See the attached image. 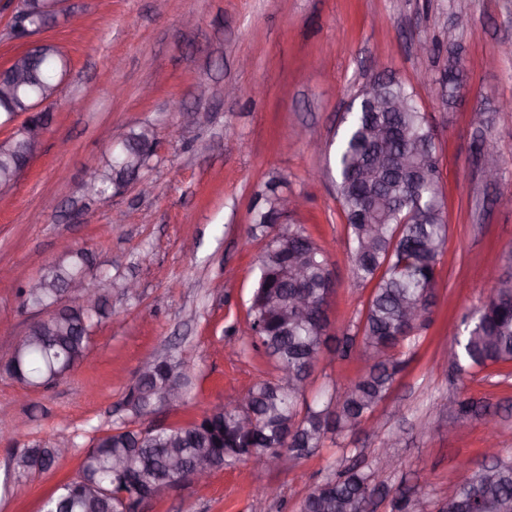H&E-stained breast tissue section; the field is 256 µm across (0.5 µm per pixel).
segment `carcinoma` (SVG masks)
<instances>
[{
    "mask_svg": "<svg viewBox=\"0 0 512 512\" xmlns=\"http://www.w3.org/2000/svg\"><path fill=\"white\" fill-rule=\"evenodd\" d=\"M27 55L34 75L13 98L19 112L56 88L68 65L65 53L50 43L29 48ZM441 76L448 78L442 95L449 105L465 86L459 56L448 54ZM370 97L398 101L401 109L345 113L334 158L352 274L359 284L371 287L353 332L343 334L339 344L345 355L357 348L367 356L365 372L323 407L301 406L314 365L327 347L323 335L331 325L327 299L332 273L323 249L304 225L268 223L274 212L270 200L277 191V183L270 181L256 194L253 207L251 232L264 233L268 241L249 306L247 343L275 361L279 376L251 386L246 403L222 402L186 425L150 431L123 422L104 431L85 454L78 476L62 482L42 512H134L144 492L173 487L200 466L213 471L245 454L260 457L279 450L295 458L311 456L328 435L354 433L386 397L403 366L394 351L416 345L430 322L428 316L409 321L406 310L413 306L432 313L448 224L434 129L418 107L412 86L381 77L370 86ZM125 137L130 145L125 157L109 159L94 177L100 196L129 169L127 159L145 168L151 158L154 143L142 128L129 129ZM404 153L411 158L407 177L393 164ZM15 166L16 154L0 145L1 185H8ZM281 260L303 274L312 303L305 317L286 318L281 313L291 307L295 292L290 279L278 273ZM84 264V253L76 252L47 266L40 276L44 288L27 293L22 306H52ZM102 315L100 306L90 314L73 312L59 322L31 324L30 335L20 339L0 371L24 386L53 383L83 363L92 329ZM450 358L459 375L470 368L512 364V271L500 275L488 300L465 316ZM173 383L185 392L190 379L182 360L165 357L128 392L130 416L151 413L160 402V391ZM456 410L463 419L490 423V412L474 401L458 399ZM244 418L252 422V429L241 428ZM64 453L52 441L18 448L14 460L19 470L47 471ZM371 474L358 460H349L309 489L300 512H368L379 490ZM450 498L475 512H512V459L480 463L454 487Z\"/></svg>",
    "mask_w": 512,
    "mask_h": 512,
    "instance_id": "carcinoma-1",
    "label": "carcinoma"
}]
</instances>
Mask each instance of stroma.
I'll use <instances>...</instances> for the list:
<instances>
[{
  "mask_svg": "<svg viewBox=\"0 0 512 512\" xmlns=\"http://www.w3.org/2000/svg\"><path fill=\"white\" fill-rule=\"evenodd\" d=\"M67 8L80 23L62 17L42 34L70 59L63 92L28 169L0 188V266L36 276L84 252L90 271L108 276L106 314L85 362L53 385L29 388L0 373V425L21 428L0 436V512H40L61 481L77 477L93 438L129 421L125 397L145 362L181 356L190 385L185 405L141 417L142 428L188 423L276 375L242 339L266 244L250 231L254 198L269 180L304 199L294 220L333 272L332 332L351 328L370 290L351 273L333 144L350 100L377 74L413 83L441 160L448 234L419 345L405 351L391 390L354 433L278 471L234 461L206 485L179 482L138 512H300L342 459L373 468L390 452L401 465L382 476L389 492L375 512H392L400 488L417 489L423 512H438L483 460L481 421L448 430L459 398L499 409L497 444L512 458V374L494 367L460 376L448 366L449 328L487 300L512 256V54L500 52L512 43V0H69ZM425 39L442 54L417 55ZM451 44L462 48L467 93L448 106L438 86L415 77L442 70ZM228 83L237 96H225ZM177 101L192 116L174 111ZM144 124L157 137L145 171L153 193L86 196L112 136ZM483 138L503 167L494 187L474 151ZM128 279L137 293L123 289ZM36 318L16 287L0 282V361ZM366 367L362 353L325 349L307 399L343 391ZM54 435L70 450L52 469H15V449Z\"/></svg>",
  "mask_w": 512,
  "mask_h": 512,
  "instance_id": "1",
  "label": "stroma"
}]
</instances>
